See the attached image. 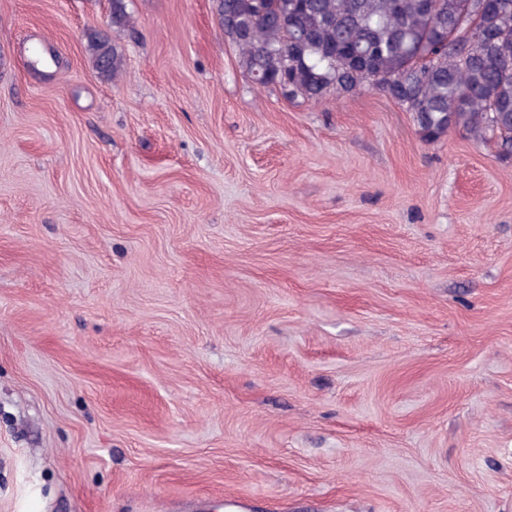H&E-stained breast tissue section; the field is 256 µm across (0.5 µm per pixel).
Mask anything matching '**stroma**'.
Segmentation results:
<instances>
[{
    "mask_svg": "<svg viewBox=\"0 0 512 512\" xmlns=\"http://www.w3.org/2000/svg\"><path fill=\"white\" fill-rule=\"evenodd\" d=\"M125 4L0 0V512H512V155ZM94 68L106 78H114L122 68V58L111 40L102 34H94L89 39Z\"/></svg>",
    "mask_w": 512,
    "mask_h": 512,
    "instance_id": "stroma-1",
    "label": "stroma"
}]
</instances>
